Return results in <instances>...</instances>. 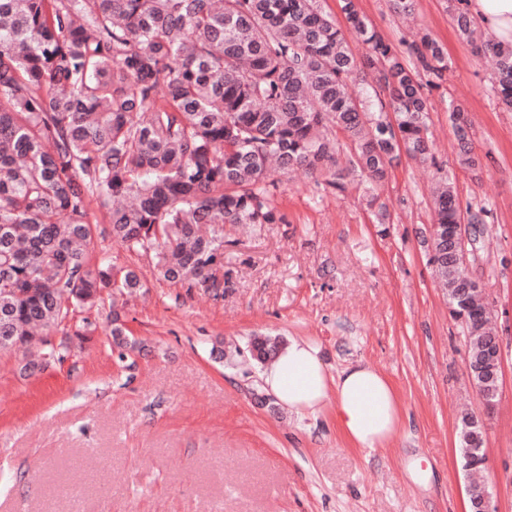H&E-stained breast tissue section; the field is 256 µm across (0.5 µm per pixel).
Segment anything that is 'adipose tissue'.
<instances>
[{
    "mask_svg": "<svg viewBox=\"0 0 512 512\" xmlns=\"http://www.w3.org/2000/svg\"><path fill=\"white\" fill-rule=\"evenodd\" d=\"M469 10L493 37L512 42V0H468ZM263 389L298 417L332 411L336 427L351 447L369 452L388 447L404 426V413L390 380L356 362L330 372L320 347L289 338L261 372Z\"/></svg>",
    "mask_w": 512,
    "mask_h": 512,
    "instance_id": "1",
    "label": "adipose tissue"
}]
</instances>
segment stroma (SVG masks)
<instances>
[{
  "label": "stroma",
  "mask_w": 512,
  "mask_h": 512,
  "mask_svg": "<svg viewBox=\"0 0 512 512\" xmlns=\"http://www.w3.org/2000/svg\"><path fill=\"white\" fill-rule=\"evenodd\" d=\"M392 42L412 24L388 0H358ZM416 15L448 53L431 93L429 127L461 203L493 216L472 275L507 328L502 395L484 411L469 384L466 346L421 243L432 220L433 174L401 158L380 190L388 227L373 224L362 188L335 195L320 178L281 177L283 224L224 229L232 286L221 298L159 280L150 255L98 239L92 261L137 271L147 290L121 310L143 352L112 348V296L76 310L96 329L66 361L33 376L0 353V512H467L459 463L463 413L485 421L482 478L497 512H512V112L491 65L459 37L446 0ZM472 124L480 172L455 162L449 103ZM256 336L308 338L330 370L364 361L386 374L405 412L391 444L349 447L331 412L304 419L261 399ZM223 341L224 360L209 350Z\"/></svg>",
  "instance_id": "1"
}]
</instances>
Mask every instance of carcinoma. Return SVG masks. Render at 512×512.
I'll return each instance as SVG.
<instances>
[{
	"label": "carcinoma",
	"instance_id": "1",
	"mask_svg": "<svg viewBox=\"0 0 512 512\" xmlns=\"http://www.w3.org/2000/svg\"><path fill=\"white\" fill-rule=\"evenodd\" d=\"M345 26L318 0H0V351H34L32 376L69 356L44 333L90 311L105 290L146 285L132 269L91 262V202L112 241L150 253L160 279L214 298L224 225L285 224L275 175L303 170L344 193L367 185L374 223H390L378 189L406 154L434 170L433 222L423 243L470 352L496 334L486 299L459 289L455 225L483 237L486 205H461L433 151L430 93L448 70L422 29L401 50L340 0ZM465 0H450L458 34L494 61L493 89L512 110V44L477 35ZM456 161L481 165L471 126L449 108ZM118 358L139 348L112 311ZM280 342L257 337L266 362Z\"/></svg>",
	"mask_w": 512,
	"mask_h": 512
}]
</instances>
